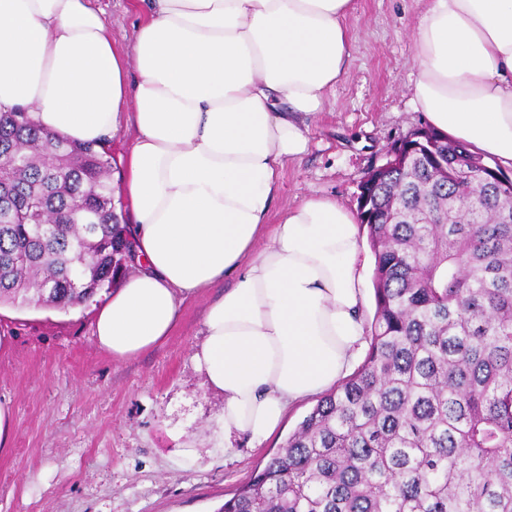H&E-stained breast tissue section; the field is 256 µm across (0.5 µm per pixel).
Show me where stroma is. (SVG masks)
Instances as JSON below:
<instances>
[{"instance_id":"1","label":"stroma","mask_w":512,"mask_h":512,"mask_svg":"<svg viewBox=\"0 0 512 512\" xmlns=\"http://www.w3.org/2000/svg\"><path fill=\"white\" fill-rule=\"evenodd\" d=\"M118 48L133 0H94ZM420 0H354L346 77L307 118L309 147L281 172L273 214L308 198L357 211L359 187L395 141L428 126L415 110L413 33ZM209 298L187 302L159 347L116 362L91 335V305L61 312L0 306V402L14 434L0 452V512H217L315 406H291L263 444L214 446L223 406L195 371Z\"/></svg>"}]
</instances>
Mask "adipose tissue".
<instances>
[{
  "mask_svg": "<svg viewBox=\"0 0 512 512\" xmlns=\"http://www.w3.org/2000/svg\"><path fill=\"white\" fill-rule=\"evenodd\" d=\"M352 3L139 0L123 54L91 0H0V109L33 107L81 142L125 120L134 131L121 192L136 269L96 307L97 347L115 361L152 350L185 302L226 285L192 356L224 398L220 448L266 441L366 344L354 215L310 198L270 221L285 163L307 151L306 117L347 71ZM414 40L429 123L512 167V0H424Z\"/></svg>",
  "mask_w": 512,
  "mask_h": 512,
  "instance_id": "1",
  "label": "adipose tissue"
}]
</instances>
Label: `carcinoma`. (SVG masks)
<instances>
[{
    "mask_svg": "<svg viewBox=\"0 0 512 512\" xmlns=\"http://www.w3.org/2000/svg\"><path fill=\"white\" fill-rule=\"evenodd\" d=\"M368 185L375 314L358 369L217 512H512V177L434 127ZM112 156L0 110V304L85 305L131 262Z\"/></svg>",
    "mask_w": 512,
    "mask_h": 512,
    "instance_id": "obj_1",
    "label": "carcinoma"
}]
</instances>
